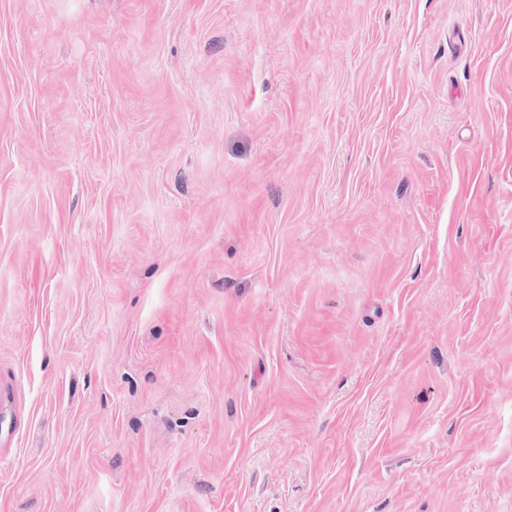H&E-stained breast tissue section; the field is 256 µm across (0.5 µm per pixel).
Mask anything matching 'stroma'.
<instances>
[{"label":"stroma","mask_w":512,"mask_h":512,"mask_svg":"<svg viewBox=\"0 0 512 512\" xmlns=\"http://www.w3.org/2000/svg\"><path fill=\"white\" fill-rule=\"evenodd\" d=\"M0 512H512V0H0Z\"/></svg>","instance_id":"obj_1"}]
</instances>
